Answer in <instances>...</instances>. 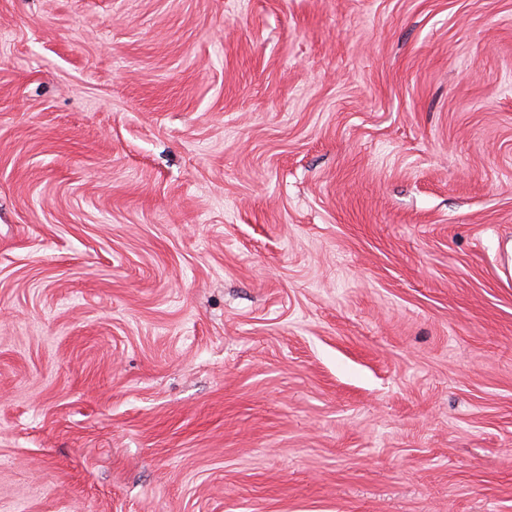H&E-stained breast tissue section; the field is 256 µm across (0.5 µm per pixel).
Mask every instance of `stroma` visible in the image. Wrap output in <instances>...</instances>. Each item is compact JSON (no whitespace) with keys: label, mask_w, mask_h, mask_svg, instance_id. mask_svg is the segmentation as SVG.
Instances as JSON below:
<instances>
[{"label":"stroma","mask_w":512,"mask_h":512,"mask_svg":"<svg viewBox=\"0 0 512 512\" xmlns=\"http://www.w3.org/2000/svg\"><path fill=\"white\" fill-rule=\"evenodd\" d=\"M512 0H0V512H512Z\"/></svg>","instance_id":"stroma-1"}]
</instances>
